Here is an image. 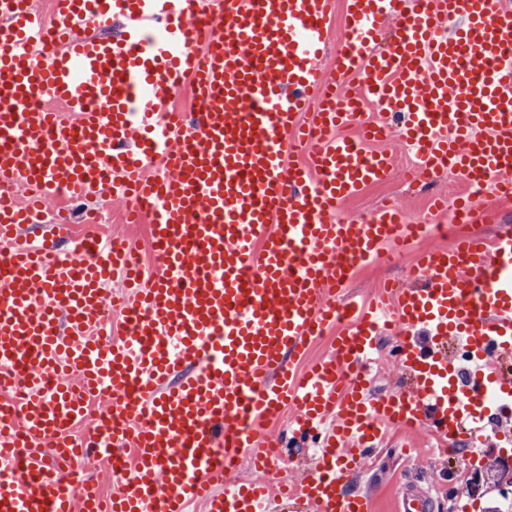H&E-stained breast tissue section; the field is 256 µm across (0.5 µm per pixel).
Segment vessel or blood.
Wrapping results in <instances>:
<instances>
[{"label":"vessel or blood","mask_w":512,"mask_h":512,"mask_svg":"<svg viewBox=\"0 0 512 512\" xmlns=\"http://www.w3.org/2000/svg\"><path fill=\"white\" fill-rule=\"evenodd\" d=\"M343 5L336 72L360 77L342 93L315 62L324 24ZM0 0V389L24 373L25 392L0 400V512H370L345 492L383 426L470 442L488 413L512 414V225L466 233L491 214L471 198H436L433 220L402 223L384 206L365 223L341 203L385 181L392 157L373 151L394 113L424 168H450L512 196V7L503 0ZM129 18L121 39L102 35ZM398 18L394 31L384 23ZM99 33H88L89 24ZM389 47H381L383 36ZM189 82L185 115L169 94ZM45 95L51 107L31 109ZM353 127L356 137L342 136ZM136 148H126L131 133ZM301 164L287 166V157ZM160 162L162 174L145 175ZM148 223L153 268L122 243L85 241L60 260L73 226L44 220L46 199L84 200L110 185ZM26 188L18 203L4 187ZM453 211L462 233L422 252L409 288L385 287L361 308L334 299L358 266L407 249ZM28 225L36 242L19 245ZM124 289L106 298L105 282ZM124 313L107 337L104 310ZM328 357L307 359L336 324ZM421 327L400 343L411 393L371 391L367 364L383 331ZM458 342L463 358L450 355ZM303 370H296V363ZM112 410L93 414L102 381ZM294 409L293 436L320 433L314 471L288 486L271 474L285 456L263 428ZM95 430L74 437L76 423ZM66 461L132 447L111 497L48 468L40 444ZM249 460L256 478L225 480ZM430 491L401 492L397 512H434Z\"/></svg>","instance_id":"obj_1"}]
</instances>
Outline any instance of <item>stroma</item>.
<instances>
[{"mask_svg":"<svg viewBox=\"0 0 512 512\" xmlns=\"http://www.w3.org/2000/svg\"><path fill=\"white\" fill-rule=\"evenodd\" d=\"M376 150L393 157V167L386 181L369 185L357 197L346 200L340 207L341 219L352 224L367 221L372 213L384 204H392L409 222L429 220L430 200L433 196H446L455 202L459 193L467 191V184L443 170L430 177L411 179L413 155L398 131H391ZM108 208L101 223L90 226L84 222L82 211H75L73 222L79 232L93 231L108 240L126 242L135 247L145 262H152L148 228L143 224H128L123 216L130 201L116 193L107 199ZM451 243L444 236L417 239L412 252L399 257L387 266H360L354 277L341 288L339 295L351 300H362L377 288L389 282H407L415 252L432 247H446ZM394 337L380 340L373 356V390L386 394L395 389L411 390V379L399 372L390 349ZM512 459V422L501 425L499 430H487L484 442L474 453L464 447L451 450L448 456L439 455L434 440L424 432L412 435L390 432L385 442L370 451L363 472L350 477L347 489L364 492L372 500V512H394L395 497L401 487L416 484L430 489L435 498L434 512H486L498 493L495 489H473L467 485L470 474L495 467L498 459Z\"/></svg>","mask_w":512,"mask_h":512,"instance_id":"35a3bbf8","label":"stroma"}]
</instances>
